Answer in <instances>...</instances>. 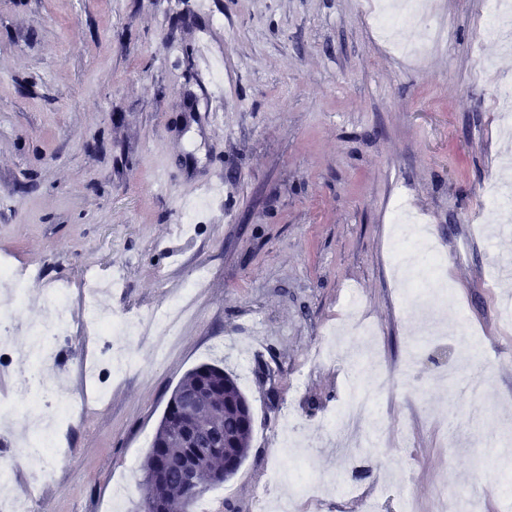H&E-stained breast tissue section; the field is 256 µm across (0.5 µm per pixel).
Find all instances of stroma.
Listing matches in <instances>:
<instances>
[{"label": "stroma", "mask_w": 512, "mask_h": 512, "mask_svg": "<svg viewBox=\"0 0 512 512\" xmlns=\"http://www.w3.org/2000/svg\"><path fill=\"white\" fill-rule=\"evenodd\" d=\"M440 30L408 57L371 26L367 0H0V256L35 270L16 324L54 320L67 283L81 315L89 274L123 284L113 312L166 305L209 271L177 336L131 338L134 366L97 391L82 367L81 323L44 373L48 394L82 409L66 452L29 456L30 402L0 425V480L23 491L50 470L37 512H133L141 464L172 391L216 363L239 378L254 422L239 472L193 512H256L284 465L281 432L308 439L306 476L335 468L344 491L295 499L294 512H432L443 482L512 512L502 419L512 413V236L494 239L485 185L512 160L495 90L512 53L482 34L488 0H425ZM223 49L216 84L194 44ZM220 87L222 97L211 94ZM220 187L202 224L177 230L198 182ZM421 217L444 258L446 300H405L394 274L393 213ZM391 381L374 405V452L346 460L325 442L368 353ZM482 375L485 412L451 403L450 372Z\"/></svg>", "instance_id": "obj_1"}]
</instances>
